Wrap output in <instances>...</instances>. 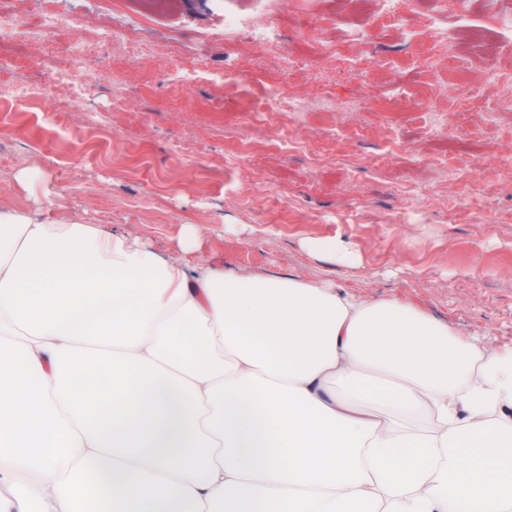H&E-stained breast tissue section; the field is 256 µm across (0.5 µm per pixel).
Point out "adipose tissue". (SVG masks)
<instances>
[{
  "instance_id": "1",
  "label": "adipose tissue",
  "mask_w": 512,
  "mask_h": 512,
  "mask_svg": "<svg viewBox=\"0 0 512 512\" xmlns=\"http://www.w3.org/2000/svg\"><path fill=\"white\" fill-rule=\"evenodd\" d=\"M0 210L11 512H512V345Z\"/></svg>"
}]
</instances>
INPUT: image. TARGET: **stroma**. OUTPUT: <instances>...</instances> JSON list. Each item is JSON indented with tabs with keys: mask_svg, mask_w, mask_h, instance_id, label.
Instances as JSON below:
<instances>
[{
	"mask_svg": "<svg viewBox=\"0 0 512 512\" xmlns=\"http://www.w3.org/2000/svg\"><path fill=\"white\" fill-rule=\"evenodd\" d=\"M399 7L401 28L370 24L359 45L336 0H0L25 32L70 19L49 41L0 43V209L92 224L165 257L191 224L212 267L406 299L511 345L512 178L499 164L512 157V75L487 81L481 56L449 48L482 88L459 101L437 46L404 38L437 0ZM228 12L278 43L225 32ZM112 31L117 42L96 41ZM436 83L447 93L431 113ZM272 91L314 107L242 125ZM29 169L42 179L26 189ZM309 238L360 260L307 254Z\"/></svg>",
	"mask_w": 512,
	"mask_h": 512,
	"instance_id": "obj_1",
	"label": "stroma"
}]
</instances>
